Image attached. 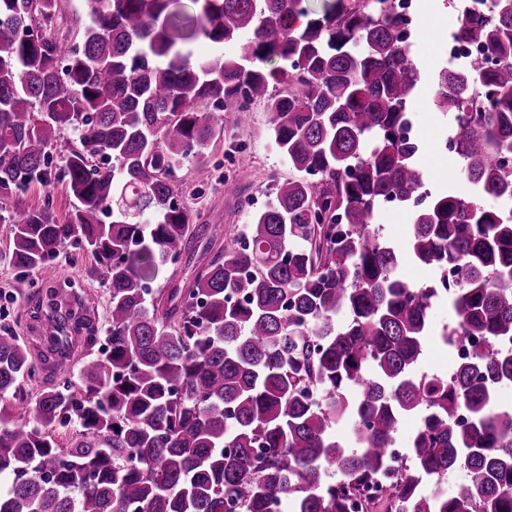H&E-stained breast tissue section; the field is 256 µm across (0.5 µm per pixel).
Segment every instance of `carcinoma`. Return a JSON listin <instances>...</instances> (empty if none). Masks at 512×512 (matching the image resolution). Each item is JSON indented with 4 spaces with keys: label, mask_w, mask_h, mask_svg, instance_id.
Wrapping results in <instances>:
<instances>
[{
    "label": "carcinoma",
    "mask_w": 512,
    "mask_h": 512,
    "mask_svg": "<svg viewBox=\"0 0 512 512\" xmlns=\"http://www.w3.org/2000/svg\"><path fill=\"white\" fill-rule=\"evenodd\" d=\"M176 2L95 0L66 35L59 0H0V204L53 179L76 200L64 221L48 201L10 220L0 261L23 278L80 249L107 290V347L78 384L29 390L99 341L83 285L33 289L52 327L36 354L0 325V512H349L379 481L365 512H512V406L495 405L512 385V0H462L451 38L485 57L437 79L469 194H434L417 168L419 72L384 0ZM200 35L218 51L194 61ZM255 102L297 176L228 239L194 222L177 172ZM63 129L76 144L55 168ZM390 200L415 206L402 245L374 228ZM201 242L192 279L155 297L148 281ZM406 257L436 280H403ZM438 299L456 321L442 341L471 350L423 379ZM411 417L400 474L387 448ZM456 470L459 490L423 492Z\"/></svg>",
    "instance_id": "carcinoma-1"
}]
</instances>
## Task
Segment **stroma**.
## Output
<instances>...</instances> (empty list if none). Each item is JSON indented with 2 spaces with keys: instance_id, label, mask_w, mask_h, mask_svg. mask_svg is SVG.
<instances>
[{
  "instance_id": "1",
  "label": "stroma",
  "mask_w": 512,
  "mask_h": 512,
  "mask_svg": "<svg viewBox=\"0 0 512 512\" xmlns=\"http://www.w3.org/2000/svg\"><path fill=\"white\" fill-rule=\"evenodd\" d=\"M460 4L461 0H418L420 24L412 54L420 74V105L416 116L420 144L417 165L427 180L428 189L434 192L448 187L463 193L468 190L466 183L456 179L459 163L445 147L446 138L453 132L451 119L438 112L432 104L437 75L448 64L440 45L460 19ZM251 112L250 125L240 128L225 125L223 139L206 151L208 163L218 164L222 172L241 177L246 202L226 196L223 189L198 186L195 178L197 159L186 160L180 171L184 206L204 221L224 224L227 232L233 235L251 224L254 211L264 207L266 189L272 179L284 180L293 174L286 158L268 135V115L262 105H253ZM93 263L90 253L74 250L69 257L47 264L30 273L25 280L17 278L9 267L0 265V290L14 293L16 297L15 303L9 306V325L21 336L31 334L29 310L24 299L30 282L46 287L67 278L77 280L84 277ZM431 320L435 337L428 344L417 370L442 375L448 373L453 363L452 348L440 338L444 329L454 325L447 302L434 304Z\"/></svg>"
}]
</instances>
